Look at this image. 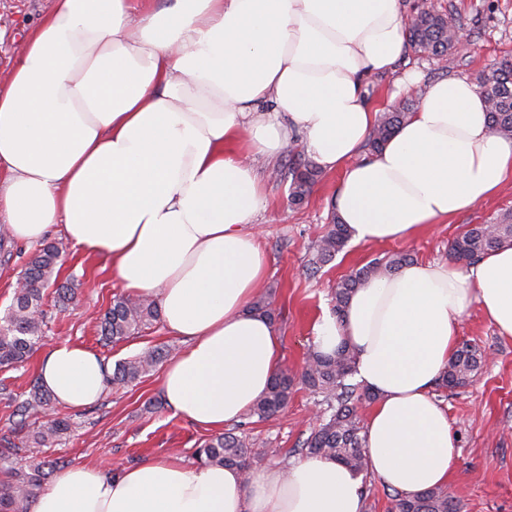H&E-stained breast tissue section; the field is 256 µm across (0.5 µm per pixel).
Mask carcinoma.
Returning a JSON list of instances; mask_svg holds the SVG:
<instances>
[{
	"label": "carcinoma",
	"instance_id": "carcinoma-1",
	"mask_svg": "<svg viewBox=\"0 0 512 512\" xmlns=\"http://www.w3.org/2000/svg\"><path fill=\"white\" fill-rule=\"evenodd\" d=\"M408 47L416 54L443 56L455 50L458 27L452 14L437 9L421 10L408 23ZM477 84L487 104L489 129L492 133L512 137V62L496 63L484 70ZM413 103L405 100L382 113L370 132L366 147L375 152L383 148L395 130L412 111ZM319 169L310 162L289 160L284 177L291 178L289 202L294 206L304 203L310 187L319 177ZM349 227L333 219L329 229L313 247L310 265L318 270L333 261L349 239ZM512 241V213L502 214L491 224H473L457 236L449 246L450 255L457 261L470 264L501 243ZM61 261L59 247L44 242L30 256L22 279L26 287L15 290L7 314L0 319V368H9L24 362L41 341L45 319V290L54 288L55 303L66 307L75 301V286L69 281H58L55 269ZM411 262L407 253L396 252L376 258L341 280L334 291L333 310L341 315L355 290L370 279L395 273ZM251 310L277 320L272 294L256 298ZM160 310L148 297L120 295L100 317V334L113 344L126 341L157 320ZM165 357L160 349L147 350L115 366L109 375L112 387L135 383L153 372ZM483 362L480 347L469 341L457 347L448 362V368L439 383L442 389H454L467 383L471 374ZM355 353L343 346L333 355L310 353L301 374L302 383L313 394L322 397L327 414L303 442L310 454L324 456L347 466L355 474L368 475L364 427L359 407L377 399L368 388L348 382L354 375ZM294 388V380L286 372L274 377L267 392L250 408L247 418L262 422L287 406ZM53 403L51 395L38 381L31 384L28 397L17 404L15 414L21 419ZM70 429L67 417L57 414L41 424L29 438L33 448H51ZM255 439L246 432L236 435L221 433L204 441L195 450L196 461L212 466L233 467L248 471L251 459L261 455ZM10 480L0 483V512H29L42 495L44 473L41 467H17L9 472ZM393 512H459L458 504L440 488L416 498H406L393 491Z\"/></svg>",
	"mask_w": 512,
	"mask_h": 512
}]
</instances>
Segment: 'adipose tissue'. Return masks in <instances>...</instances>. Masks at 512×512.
Returning <instances> with one entry per match:
<instances>
[{"mask_svg":"<svg viewBox=\"0 0 512 512\" xmlns=\"http://www.w3.org/2000/svg\"><path fill=\"white\" fill-rule=\"evenodd\" d=\"M400 0H53L0 81V213L17 241L53 229L106 255L123 288L154 298L188 347L161 393L174 413L218 430L237 422L280 366L274 324L251 312L268 257L249 226L265 205L253 159L300 131L343 168L336 212L355 241L415 237L512 181V138L487 129L467 78L428 84L385 148L362 147L378 110L370 77L406 49ZM512 337V243L462 268L413 263L359 288L342 316L312 326L314 351L348 343L355 378L378 395L364 426L368 466L412 497L447 484L458 455L435 400L466 310ZM103 358L48 347L40 382L57 403L96 402ZM359 476L310 455L249 475L150 461L112 473L74 466L32 512H363Z\"/></svg>","mask_w":512,"mask_h":512,"instance_id":"obj_1","label":"adipose tissue"}]
</instances>
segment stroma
<instances>
[{
  "label": "stroma",
  "mask_w": 512,
  "mask_h": 512,
  "mask_svg": "<svg viewBox=\"0 0 512 512\" xmlns=\"http://www.w3.org/2000/svg\"><path fill=\"white\" fill-rule=\"evenodd\" d=\"M440 9L459 21L467 51L444 58L405 52L396 73L418 71L425 81L477 76L494 63L512 61V0H436ZM53 0H0V80H6L19 55L21 42L52 8ZM284 156L257 158L255 164L265 182L267 205L258 218L257 232L268 260L266 290L275 295L280 309L277 330L281 344V368L297 382L287 407L270 419L252 424L253 437L274 448V455L254 460L253 468H287L302 458L300 447L318 427L323 406L298 379L312 348L311 326L322 313L331 311L337 282L374 258L393 252L411 254L415 262L449 260V246L467 225L484 224L492 217L512 211V183L505 184L490 199L468 209L447 224H432L412 239L387 243L349 241L336 258L316 274H309L311 246L330 224L335 213L336 187L341 171L322 172L305 203L288 204V183L274 175ZM62 250L59 276L71 279L77 288V303L67 310L47 304L49 323L40 341V351L58 341H69L97 353L108 365L154 348L170 355L185 347L182 338L169 335L162 322H154L138 337L117 345L104 344L99 316L124 289L112 272L111 261L90 255L66 239L52 236ZM31 251L10 237L0 238V317L10 306L16 281ZM459 340L477 343L485 362L470 381L437 399L448 407V419L456 435L459 456L445 487L460 500V512H512V338L498 336L470 306L459 327ZM32 356L13 368L0 369V438L23 441L26 430L35 429L42 415L27 420L15 416L9 399L28 392L38 374L40 358ZM160 376L152 374L121 388L107 389L102 399L84 408H68L72 428L55 447L43 453L26 451L0 460V481L6 469L29 466L43 458H60L69 466L105 465L127 468L148 460H166L181 465L195 463L193 453L211 433L160 405ZM25 430H18V422Z\"/></svg>",
  "instance_id": "1"
}]
</instances>
